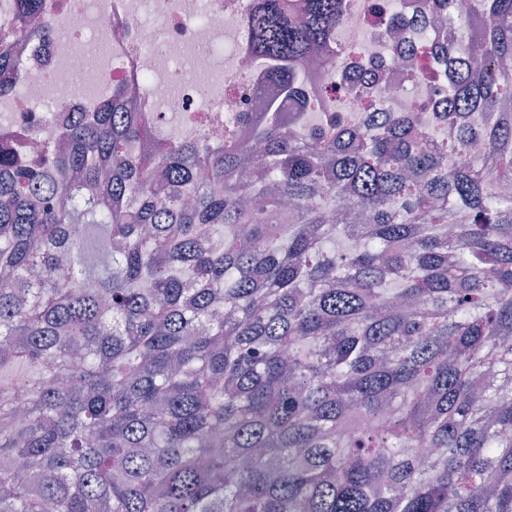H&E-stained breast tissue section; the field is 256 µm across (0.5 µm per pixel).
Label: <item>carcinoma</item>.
Wrapping results in <instances>:
<instances>
[{
  "label": "carcinoma",
  "instance_id": "carcinoma-1",
  "mask_svg": "<svg viewBox=\"0 0 512 512\" xmlns=\"http://www.w3.org/2000/svg\"><path fill=\"white\" fill-rule=\"evenodd\" d=\"M351 2L250 0L285 95ZM469 25L451 139L271 109L137 155L114 88L0 151V512H512V0Z\"/></svg>",
  "mask_w": 512,
  "mask_h": 512
}]
</instances>
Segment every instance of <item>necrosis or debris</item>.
<instances>
[{
    "mask_svg": "<svg viewBox=\"0 0 512 512\" xmlns=\"http://www.w3.org/2000/svg\"><path fill=\"white\" fill-rule=\"evenodd\" d=\"M247 0H46L44 39L11 42V65L0 73L8 93L0 98V144L43 139L47 113L94 111L99 97L121 88L133 111L144 113L155 139L175 141L224 132L229 114L264 111L283 102L285 111H312L320 98L333 112L359 99L367 112H404L425 100L423 135L433 136L435 112L448 89L412 75L406 56L393 54L384 29L368 24L365 0L353 8L328 47L358 54L344 61L337 79L322 63L302 65L308 95L283 101L267 77L268 64L249 51L244 21ZM407 43L429 41L456 51L479 40L464 13L419 17L404 29Z\"/></svg>",
    "mask_w": 512,
    "mask_h": 512,
    "instance_id": "1",
    "label": "necrosis or debris"
}]
</instances>
